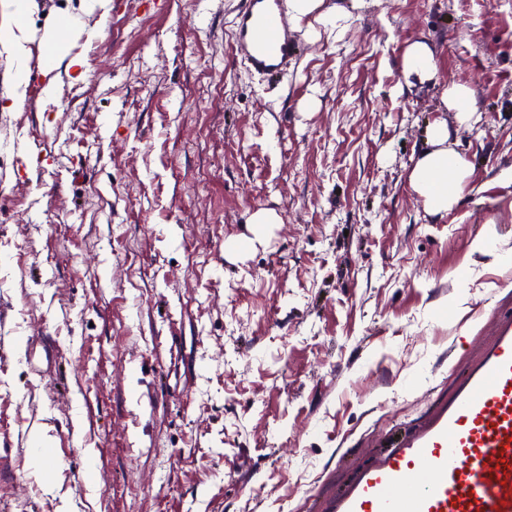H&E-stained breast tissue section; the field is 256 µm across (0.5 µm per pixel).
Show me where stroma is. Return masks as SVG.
Here are the masks:
<instances>
[{
  "mask_svg": "<svg viewBox=\"0 0 512 512\" xmlns=\"http://www.w3.org/2000/svg\"><path fill=\"white\" fill-rule=\"evenodd\" d=\"M112 2L82 79L0 112V512H306L512 303V0H323L345 34L303 19L277 85L232 54L238 0ZM417 41L438 79L407 89ZM457 83L478 123L444 110ZM436 119L473 167L443 218L406 180ZM261 208L280 224L229 254ZM60 353L59 345L50 336H37L35 339L31 337V341L26 349V362L33 366L36 374L42 371L38 363H45L46 369L55 368L59 362L58 355Z\"/></svg>",
  "mask_w": 512,
  "mask_h": 512,
  "instance_id": "35a3bbf8",
  "label": "stroma"
}]
</instances>
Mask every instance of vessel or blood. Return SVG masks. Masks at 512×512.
<instances>
[{"label": "vessel or blood", "instance_id": "vessel-or-blood-1", "mask_svg": "<svg viewBox=\"0 0 512 512\" xmlns=\"http://www.w3.org/2000/svg\"><path fill=\"white\" fill-rule=\"evenodd\" d=\"M233 52L266 81L283 82L305 41L286 0H239ZM491 339L448 402L358 470L320 512H512V311L491 308ZM60 348L32 339L29 365L56 366Z\"/></svg>", "mask_w": 512, "mask_h": 512}]
</instances>
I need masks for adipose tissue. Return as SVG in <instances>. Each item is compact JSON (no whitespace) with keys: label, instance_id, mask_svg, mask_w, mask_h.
I'll use <instances>...</instances> for the list:
<instances>
[{"label":"adipose tissue","instance_id":"obj_1","mask_svg":"<svg viewBox=\"0 0 512 512\" xmlns=\"http://www.w3.org/2000/svg\"><path fill=\"white\" fill-rule=\"evenodd\" d=\"M35 0H0V58L6 70L0 75V110L13 112L27 98L31 71L32 49L40 51V73L43 92L53 97L67 69L81 67L82 61L73 56L72 48L81 38H93L83 19L97 16L106 20L112 0H65L56 8L53 22L43 31H36L32 16ZM446 122L432 123L427 131L424 149L416 157L408 174L411 189L418 194L426 211L442 216L458 202L464 193L472 165L463 156L448 148Z\"/></svg>","mask_w":512,"mask_h":512}]
</instances>
